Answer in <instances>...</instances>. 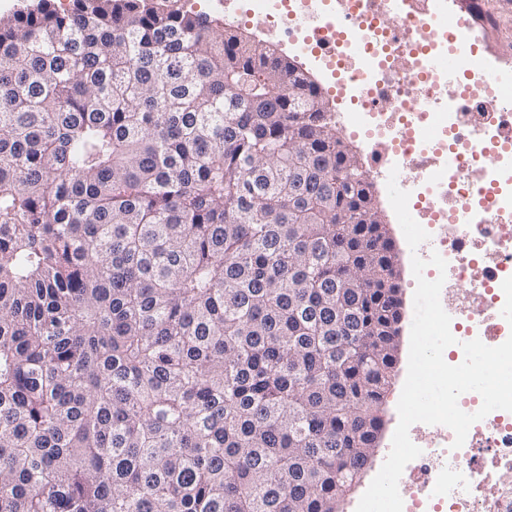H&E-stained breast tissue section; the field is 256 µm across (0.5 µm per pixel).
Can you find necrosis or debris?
<instances>
[{
    "label": "necrosis or debris",
    "instance_id": "obj_1",
    "mask_svg": "<svg viewBox=\"0 0 512 512\" xmlns=\"http://www.w3.org/2000/svg\"><path fill=\"white\" fill-rule=\"evenodd\" d=\"M478 14L441 10L437 0L224 3L225 18L245 15L260 36H286L335 80L348 109L331 121L360 131L372 180L383 185L393 173L409 192V212L429 234L418 256L447 262L440 300L457 340L444 352L451 365L463 361L464 342L497 346L512 336L499 313L512 297V69L476 57L486 35ZM434 57L451 69L432 71ZM494 149L505 154L502 167L484 166ZM410 439L422 453L400 478L410 490L403 512H512V482L500 478L512 472V412L474 423L458 449L443 425Z\"/></svg>",
    "mask_w": 512,
    "mask_h": 512
}]
</instances>
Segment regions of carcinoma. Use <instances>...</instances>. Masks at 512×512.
<instances>
[{"mask_svg": "<svg viewBox=\"0 0 512 512\" xmlns=\"http://www.w3.org/2000/svg\"><path fill=\"white\" fill-rule=\"evenodd\" d=\"M0 16V512H336L394 244L317 84L204 11Z\"/></svg>", "mask_w": 512, "mask_h": 512, "instance_id": "1", "label": "carcinoma"}]
</instances>
